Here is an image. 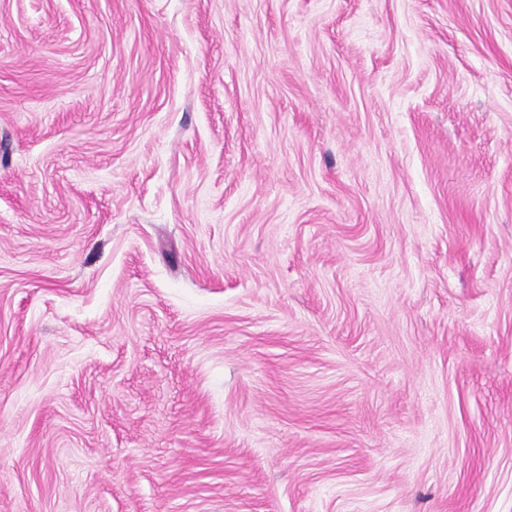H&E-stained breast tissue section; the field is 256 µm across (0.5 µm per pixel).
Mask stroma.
I'll list each match as a JSON object with an SVG mask.
<instances>
[{"label": "stroma", "mask_w": 512, "mask_h": 512, "mask_svg": "<svg viewBox=\"0 0 512 512\" xmlns=\"http://www.w3.org/2000/svg\"><path fill=\"white\" fill-rule=\"evenodd\" d=\"M0 512H512V0H0Z\"/></svg>", "instance_id": "35a3bbf8"}]
</instances>
